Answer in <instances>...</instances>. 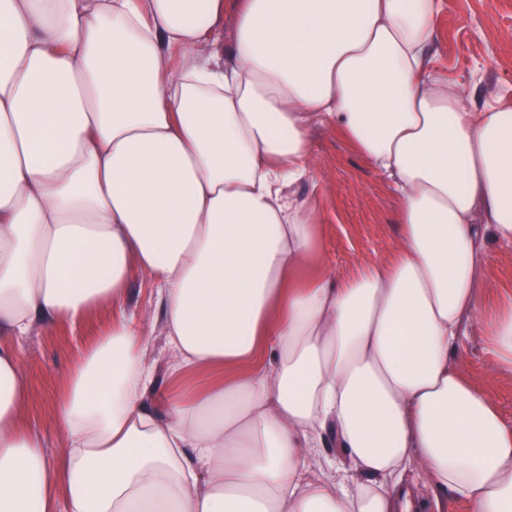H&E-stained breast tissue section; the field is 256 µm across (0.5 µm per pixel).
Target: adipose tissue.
I'll return each mask as SVG.
<instances>
[{
  "label": "adipose tissue",
  "instance_id": "1",
  "mask_svg": "<svg viewBox=\"0 0 512 512\" xmlns=\"http://www.w3.org/2000/svg\"><path fill=\"white\" fill-rule=\"evenodd\" d=\"M441 2L0 0V512H412L416 460L512 512V426L454 364L484 316L512 373V289L478 300L512 246V106L434 67ZM320 127L399 201L397 246L343 278L291 191ZM137 270L197 377L155 402ZM103 307L54 461L21 341ZM306 452L311 460L314 475L321 477H332L336 475L335 466L328 460L333 458L332 449H327L326 455L322 454L318 448H309Z\"/></svg>",
  "mask_w": 512,
  "mask_h": 512
}]
</instances>
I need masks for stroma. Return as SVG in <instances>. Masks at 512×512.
I'll use <instances>...</instances> for the list:
<instances>
[{
  "label": "stroma",
  "mask_w": 512,
  "mask_h": 512,
  "mask_svg": "<svg viewBox=\"0 0 512 512\" xmlns=\"http://www.w3.org/2000/svg\"><path fill=\"white\" fill-rule=\"evenodd\" d=\"M434 64L463 90L473 111L485 104H512V0H444L440 40ZM314 178L295 185L300 197L315 195L322 203V253L336 275L387 256L396 241L398 201L389 185L355 155L328 127L318 129L310 158ZM129 308L150 336V361L156 387L175 386L163 318L147 275L134 273ZM107 310L91 312L80 328L65 322L35 327L22 344L20 370L29 385L24 412L37 427L50 458L66 450L55 419L56 399L84 345L105 328ZM459 370L485 390L506 423L512 424V375L500 370L485 336L474 332L457 357ZM414 500L427 512H466L463 504L441 496L420 464L403 478Z\"/></svg>",
  "instance_id": "stroma-1"
}]
</instances>
